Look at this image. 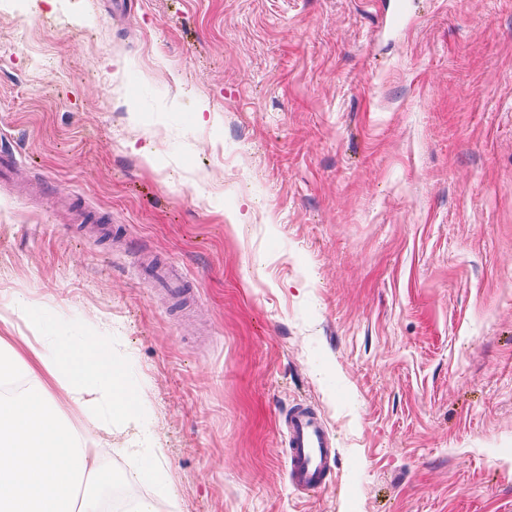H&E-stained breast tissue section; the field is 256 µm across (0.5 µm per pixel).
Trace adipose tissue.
I'll use <instances>...</instances> for the list:
<instances>
[{
  "instance_id": "obj_1",
  "label": "adipose tissue",
  "mask_w": 512,
  "mask_h": 512,
  "mask_svg": "<svg viewBox=\"0 0 512 512\" xmlns=\"http://www.w3.org/2000/svg\"><path fill=\"white\" fill-rule=\"evenodd\" d=\"M28 328L19 340L0 336V384L24 371L39 380L37 389L0 396V512H102L112 476L100 462L110 451L96 444L99 420L82 395H108L113 416L127 420L141 401L98 337L48 339L39 323ZM66 401L87 412L81 432L61 412Z\"/></svg>"
}]
</instances>
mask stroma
<instances>
[{"label": "stroma", "mask_w": 512, "mask_h": 512, "mask_svg": "<svg viewBox=\"0 0 512 512\" xmlns=\"http://www.w3.org/2000/svg\"><path fill=\"white\" fill-rule=\"evenodd\" d=\"M3 152L0 315L111 347L132 499L512 512V0H0ZM159 273L165 283L167 295H179L183 293L186 275L182 269L172 265L160 266ZM285 428L290 483L308 492L324 487L334 455L333 438L326 424L309 406L296 404L288 411Z\"/></svg>", "instance_id": "1"}]
</instances>
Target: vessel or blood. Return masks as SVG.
Segmentation results:
<instances>
[{
	"label": "vessel or blood",
	"mask_w": 512,
	"mask_h": 512,
	"mask_svg": "<svg viewBox=\"0 0 512 512\" xmlns=\"http://www.w3.org/2000/svg\"><path fill=\"white\" fill-rule=\"evenodd\" d=\"M159 273L165 292L178 295L184 291L186 275L182 269L164 265ZM288 439V475L292 485L313 492L324 487L331 475L333 438L322 418L309 406L291 407L285 419Z\"/></svg>",
	"instance_id": "1"
}]
</instances>
